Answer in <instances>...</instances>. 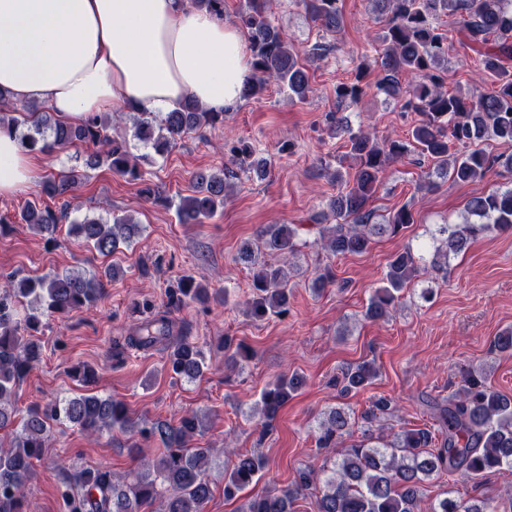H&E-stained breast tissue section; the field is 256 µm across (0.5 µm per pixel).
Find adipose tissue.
<instances>
[{
	"label": "adipose tissue",
	"instance_id": "obj_1",
	"mask_svg": "<svg viewBox=\"0 0 512 512\" xmlns=\"http://www.w3.org/2000/svg\"><path fill=\"white\" fill-rule=\"evenodd\" d=\"M251 76L241 30L187 0H0V92L78 122L192 99L235 107ZM36 153L0 129V195L27 187Z\"/></svg>",
	"mask_w": 512,
	"mask_h": 512
}]
</instances>
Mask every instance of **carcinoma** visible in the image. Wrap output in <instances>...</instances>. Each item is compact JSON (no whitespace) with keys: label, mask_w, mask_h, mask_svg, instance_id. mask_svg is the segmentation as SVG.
Listing matches in <instances>:
<instances>
[{"label":"carcinoma","mask_w":512,"mask_h":512,"mask_svg":"<svg viewBox=\"0 0 512 512\" xmlns=\"http://www.w3.org/2000/svg\"><path fill=\"white\" fill-rule=\"evenodd\" d=\"M311 20L323 31L337 33L343 26L340 0H300ZM372 11L385 23L384 47L375 64L362 60L351 83L336 85V102H357L369 85L364 80L377 70L375 86L391 95L401 93L398 77L408 73L415 84L408 91L404 107L419 119L407 140L380 138L358 129L349 135V156L356 167L352 183L343 184L335 172L332 180L342 184L327 209L310 216L316 224H327L321 249L334 257L367 252L374 237L395 236L414 223L411 209L401 207L389 214L386 223L373 224L369 204L376 193L386 165L411 152L432 163L438 178L455 183L479 181L495 167L512 170V152L491 155L482 144L494 140L512 147V0H371ZM440 14L455 17L465 41L462 45L482 57L484 72L500 80L499 89L487 93L474 86L467 92L444 89L441 61L448 55V38L433 24ZM246 31L253 76L241 92L244 100L257 99L272 82L290 96L305 100L310 91L308 67L288 43L269 12V0H244L238 13ZM224 122V113L204 109L188 99L168 112H144L134 123V137L151 143L164 154L186 134L203 126ZM27 128L22 139L33 151L52 154L80 142L102 148L86 160V167L102 164L112 173L137 183L145 182L141 161L124 140L109 133V115L93 114L81 123L69 122L37 106H20L0 98V128ZM232 162L257 178L267 175L270 160L258 155L246 141L225 142ZM85 174L72 168L66 174L50 176L43 192L62 200L59 209L27 204L18 222L41 235L53 236L59 224L69 218L70 195ZM226 172L204 168L193 175L191 194L177 203L146 185L141 195L167 206L175 205L181 224H202L224 207L230 184ZM472 219L463 224H441L432 236L433 255L429 266L418 265L414 249L406 245L387 263L384 285L369 299L365 318L383 320L402 298L401 292L428 270H448V259L468 243L495 230H512V188L472 197L468 202ZM335 223H328L329 219ZM296 224H268L257 242H246L239 259L248 264L253 296L246 301L253 318L266 320L288 312L286 267L299 252ZM141 232V225L127 216H114L112 223L85 218L68 225L78 243L110 257L129 246ZM280 258L277 263L256 259L255 252ZM119 268H104V278L75 273L50 274L38 278H10L0 287V431L11 435L8 447L0 448V512H30L28 483L35 462L41 460L53 437V429L70 423L87 437L103 431L148 434L164 446L161 457L152 462L136 441L130 444L139 459L132 477L104 468L62 469L60 496L65 512H144L154 501L160 512H203L214 495L209 479L213 449L191 444L203 432L197 412H186L176 422L158 420L145 430L121 400L97 394L55 398L33 405L20 414L16 387L41 361L42 347L31 339L39 330L40 316L61 318L74 311L90 309L105 292V281L117 278ZM194 302L200 305L225 302V290L211 289L204 280L186 276L169 289L167 308ZM139 322L127 343L140 349L158 345L167 350L165 370L174 378L194 381L203 376L205 353L190 336L184 323L168 312L156 311L145 298ZM225 364L243 366L252 358L244 345L224 339ZM377 376L373 364L362 362L341 369L336 386L341 395L366 389ZM306 384L299 373L278 376L261 393L260 428L266 433L279 410ZM435 427L401 430L387 436L375 434L381 420L394 412V400L380 396L360 413L358 421L343 406L330 409L317 427L316 445L334 448L344 437L360 431V440L341 457L325 458L319 465H307L295 483L257 494L242 504L240 512H291L294 500L310 494L315 512H418L425 482L441 474L465 476L472 480L500 470H512V399L492 390L483 371L468 370L461 387L446 403H427ZM267 459L259 453L237 452L232 468L224 471V499L232 500L259 481ZM427 512H496L493 500L473 498L457 501L443 496L428 503Z\"/></svg>","instance_id":"1"}]
</instances>
